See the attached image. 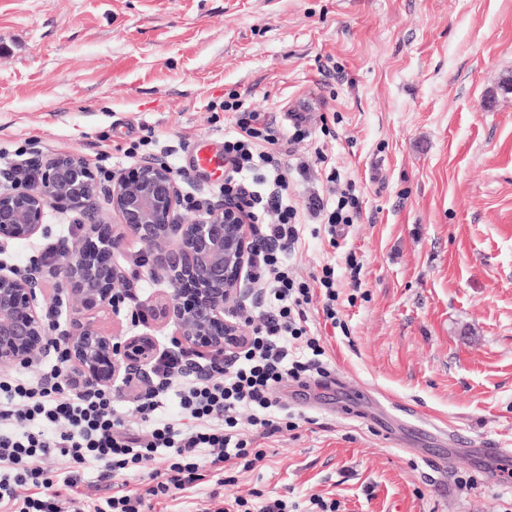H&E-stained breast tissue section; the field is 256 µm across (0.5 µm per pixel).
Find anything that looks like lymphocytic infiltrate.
<instances>
[{
  "label": "lymphocytic infiltrate",
  "instance_id": "f902f5d3",
  "mask_svg": "<svg viewBox=\"0 0 512 512\" xmlns=\"http://www.w3.org/2000/svg\"><path fill=\"white\" fill-rule=\"evenodd\" d=\"M234 119L235 134L224 142L223 194L249 203L253 213L272 210L276 220L256 227L254 268L264 312L242 345L227 355H206L189 346L160 352L150 387L133 394L134 410L147 434L131 429L117 411L120 391L80 384L66 352L49 373L0 380V512H151L159 500L209 482L223 485L227 466L252 468L265 457L257 438L295 430L294 414L274 392L309 372L328 378L326 349L314 332L319 322L340 327L336 267L323 264L308 278H293L294 252L302 214L319 218L329 240H337L361 213L354 179L337 199L314 192L302 204L291 201L290 172L307 177L310 165L290 166L292 142L309 137L307 120L291 115L288 132L276 117L246 106L232 95L221 104ZM179 399L177 418L159 414L169 394ZM250 411L254 435L239 425ZM165 469L145 472L156 454ZM57 459V470L45 467ZM93 467L100 481L125 475L144 479L143 491L118 486L94 499L80 492L81 470Z\"/></svg>",
  "mask_w": 512,
  "mask_h": 512
}]
</instances>
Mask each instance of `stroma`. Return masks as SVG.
Instances as JSON below:
<instances>
[{
    "instance_id": "1",
    "label": "stroma",
    "mask_w": 512,
    "mask_h": 512,
    "mask_svg": "<svg viewBox=\"0 0 512 512\" xmlns=\"http://www.w3.org/2000/svg\"><path fill=\"white\" fill-rule=\"evenodd\" d=\"M232 93L283 128L306 112L299 193L328 187L319 146L362 214L337 249L306 220L290 259L301 278L336 266L345 328L319 333L339 384L317 407L277 388L305 422L261 440L221 496L512 512V0H0L1 152L28 141L92 165L103 149L126 171L146 127L162 146L231 137L208 107ZM76 221L48 208L45 236L0 261ZM498 445L510 456L487 466L478 448Z\"/></svg>"
}]
</instances>
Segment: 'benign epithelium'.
Wrapping results in <instances>:
<instances>
[{"mask_svg": "<svg viewBox=\"0 0 512 512\" xmlns=\"http://www.w3.org/2000/svg\"><path fill=\"white\" fill-rule=\"evenodd\" d=\"M102 191L115 224L104 220ZM182 197L176 174L154 158L130 173H112L104 190L85 160L70 153L48 156L34 182L1 184L0 244L37 235L48 207L76 213L84 234L58 256L52 286L36 269L20 274L0 264V369L28 366L51 349L56 335L84 382L148 381L160 351L155 335L116 342L97 325L100 312L119 310L126 272L118 257L131 240L142 246L147 276L168 287L148 310L171 327L175 342L205 353L240 345L242 327L225 313L254 300L255 243L247 208L226 198L186 220ZM65 302L70 318L62 329L58 311Z\"/></svg>", "mask_w": 512, "mask_h": 512, "instance_id": "1", "label": "benign epithelium"}]
</instances>
